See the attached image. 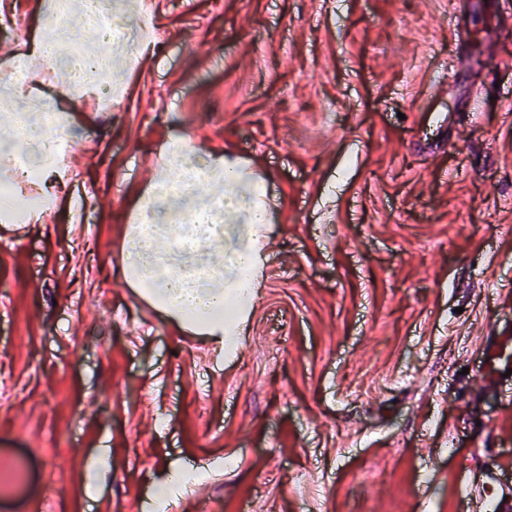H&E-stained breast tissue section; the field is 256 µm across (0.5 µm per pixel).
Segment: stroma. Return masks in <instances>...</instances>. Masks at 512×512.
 <instances>
[{
    "mask_svg": "<svg viewBox=\"0 0 512 512\" xmlns=\"http://www.w3.org/2000/svg\"><path fill=\"white\" fill-rule=\"evenodd\" d=\"M159 33L51 222L0 239V512H467L512 483V0H152ZM44 10L0 7V62ZM472 39L448 50V22ZM266 185L224 359L132 299L131 217L177 137Z\"/></svg>",
    "mask_w": 512,
    "mask_h": 512,
    "instance_id": "stroma-1",
    "label": "stroma"
}]
</instances>
